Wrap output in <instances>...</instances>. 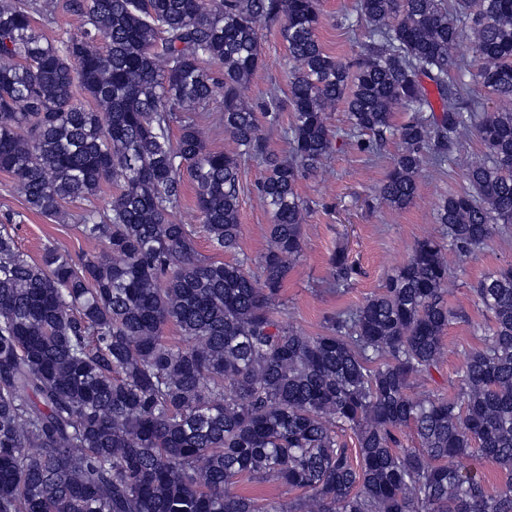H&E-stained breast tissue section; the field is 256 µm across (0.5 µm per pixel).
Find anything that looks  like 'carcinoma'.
Returning <instances> with one entry per match:
<instances>
[{
    "mask_svg": "<svg viewBox=\"0 0 512 512\" xmlns=\"http://www.w3.org/2000/svg\"><path fill=\"white\" fill-rule=\"evenodd\" d=\"M67 8L75 26L51 40L41 0H0V171L33 213L62 221L88 202L77 228L102 245L75 263L51 243L36 264L0 230V512H512V265L472 288L489 324L457 395H412L448 325L467 321L446 300L447 252L512 231V0H355L365 31L349 62L321 45L318 0ZM280 19L288 96L269 89L263 115L292 112L288 158L241 96L260 65L256 24ZM219 97L231 153L209 149L201 125ZM340 102L360 152L398 141L378 194L390 208L412 204L424 167L451 166L465 137L484 156L440 200L441 236L307 335L277 314L303 248L298 184L331 152ZM241 156L265 169L272 224L256 260L240 249ZM184 171L212 249L233 260L200 255L177 221ZM330 263L333 286H350L345 251ZM475 454L504 474L494 495L448 468ZM244 477L293 497L269 507L235 491Z\"/></svg>",
    "mask_w": 512,
    "mask_h": 512,
    "instance_id": "obj_1",
    "label": "carcinoma"
}]
</instances>
